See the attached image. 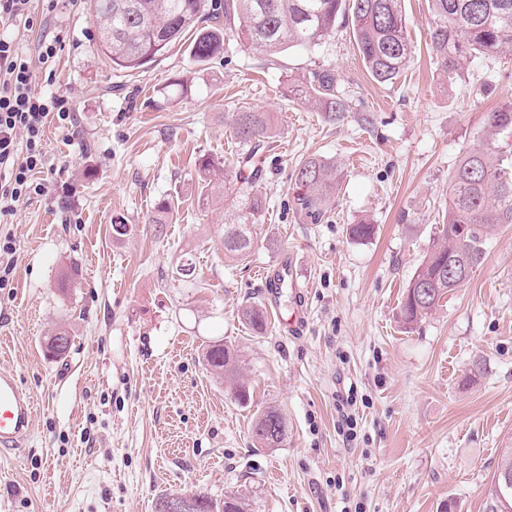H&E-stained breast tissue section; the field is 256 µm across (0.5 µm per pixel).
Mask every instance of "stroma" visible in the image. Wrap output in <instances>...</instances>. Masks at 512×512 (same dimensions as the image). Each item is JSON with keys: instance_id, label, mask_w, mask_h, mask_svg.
Here are the masks:
<instances>
[{"instance_id": "stroma-1", "label": "stroma", "mask_w": 512, "mask_h": 512, "mask_svg": "<svg viewBox=\"0 0 512 512\" xmlns=\"http://www.w3.org/2000/svg\"><path fill=\"white\" fill-rule=\"evenodd\" d=\"M404 10L412 59L381 85L341 24L311 53L266 56L230 36L198 65L184 40L121 72L93 49L87 0H32L37 23L15 26V43L30 53L59 37L53 72L35 70L33 83L67 93L77 119L71 131L47 123L49 192L0 223L13 246L0 253L12 267L0 367L35 404L22 448L0 452V512H155L162 494L196 491L242 496L247 512H484L512 444V224L419 323L404 327L400 306L445 220L455 165L483 141L487 112L512 106V53L447 79L429 52L428 0ZM319 66L341 81L342 120L284 93ZM242 106L269 113L273 129L256 242L232 260L223 204L198 201V160L235 171L230 119ZM311 157L339 180L317 223L295 204V169ZM170 196L174 219L152 223ZM362 221L373 236L352 238ZM287 255L301 291H284L255 334L242 309L265 303L259 273ZM73 266L80 277L61 290ZM298 308L292 336L282 324ZM58 328L72 346L53 358L44 338ZM218 339L238 350L249 401L206 370L202 347ZM269 407L288 426L277 448L250 433ZM506 447L508 448H501L498 466L486 494L485 512H497L495 490L502 480L503 473L507 472L512 477V446Z\"/></svg>"}]
</instances>
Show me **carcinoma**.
<instances>
[{
	"mask_svg": "<svg viewBox=\"0 0 512 512\" xmlns=\"http://www.w3.org/2000/svg\"><path fill=\"white\" fill-rule=\"evenodd\" d=\"M403 0H224V14L208 7V0H89L98 27L96 52L114 70H135L164 55L186 32L195 33L191 53L199 62L224 54L226 23L236 20L234 34L247 49L262 54L291 50L313 52L342 22L352 31L361 59L371 77L392 84L412 57L406 37ZM433 15L430 52L448 78L459 75L464 61L495 57L512 51V0H429ZM288 97L313 102L328 119L338 120L349 111L339 90L336 73L327 68L308 71L288 84ZM512 126V108L486 115V138L465 151L448 182V219L425 252L409 281L401 303L407 328L432 312L454 290L448 283L452 269L465 271L467 283L484 260L488 234L501 224H512V151L495 144L494 136ZM234 136L248 146L238 160L233 178L220 176L224 163L210 157L199 161L203 181L199 201L224 202V255L242 258L255 243V228L264 207L261 190L263 159L257 142L271 134L264 112L247 107L234 113ZM296 204L317 220L336 193V168L309 158L295 171ZM175 201L157 203L153 224H167ZM258 333L266 330L263 306L253 303L243 312ZM206 369L233 386L245 402L249 389L242 379L239 355L224 340L203 347ZM282 414L268 408L252 425V437L261 448H277L287 436ZM512 475V446L501 449L498 466L488 488L485 512H496L495 490L503 473ZM194 512H246L237 496L222 500L192 493Z\"/></svg>",
	"mask_w": 512,
	"mask_h": 512,
	"instance_id": "carcinoma-1",
	"label": "carcinoma"
}]
</instances>
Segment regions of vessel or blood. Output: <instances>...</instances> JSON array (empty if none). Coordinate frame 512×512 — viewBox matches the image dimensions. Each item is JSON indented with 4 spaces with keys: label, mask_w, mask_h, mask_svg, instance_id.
I'll use <instances>...</instances> for the list:
<instances>
[{
    "label": "vessel or blood",
    "mask_w": 512,
    "mask_h": 512,
    "mask_svg": "<svg viewBox=\"0 0 512 512\" xmlns=\"http://www.w3.org/2000/svg\"><path fill=\"white\" fill-rule=\"evenodd\" d=\"M34 424V408L30 394L16 374L0 368V447L22 446Z\"/></svg>",
    "instance_id": "1"
}]
</instances>
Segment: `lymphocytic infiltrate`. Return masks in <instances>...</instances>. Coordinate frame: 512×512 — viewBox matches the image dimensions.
<instances>
[{
  "label": "lymphocytic infiltrate",
  "instance_id": "f902f5d3",
  "mask_svg": "<svg viewBox=\"0 0 512 512\" xmlns=\"http://www.w3.org/2000/svg\"><path fill=\"white\" fill-rule=\"evenodd\" d=\"M31 0H0V223L14 216L21 203L47 194L39 178L48 164L44 146L47 122L72 129L76 114L69 96L43 94L33 87L35 68L51 69L59 39L43 36L34 54L20 52L10 26L30 19Z\"/></svg>",
  "mask_w": 512,
  "mask_h": 512
}]
</instances>
